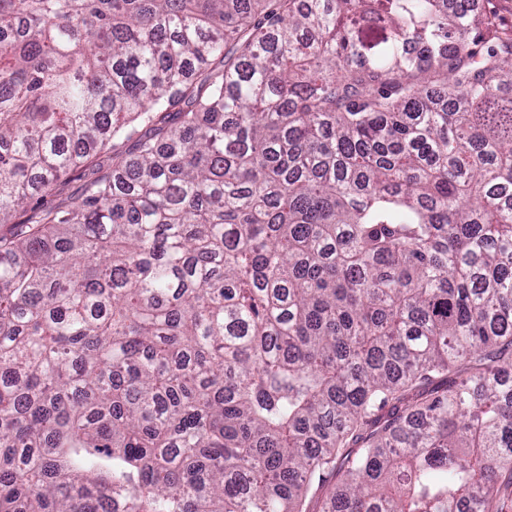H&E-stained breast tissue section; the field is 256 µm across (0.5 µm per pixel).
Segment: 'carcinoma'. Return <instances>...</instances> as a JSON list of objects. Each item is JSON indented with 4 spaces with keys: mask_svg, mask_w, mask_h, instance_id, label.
Returning <instances> with one entry per match:
<instances>
[{
    "mask_svg": "<svg viewBox=\"0 0 512 512\" xmlns=\"http://www.w3.org/2000/svg\"><path fill=\"white\" fill-rule=\"evenodd\" d=\"M467 2L0 0V512H508L512 31ZM84 180L78 173L66 175L61 179V186L55 194L43 200L45 206L66 205L82 192Z\"/></svg>",
    "mask_w": 512,
    "mask_h": 512,
    "instance_id": "cac0c4a2",
    "label": "carcinoma"
}]
</instances>
